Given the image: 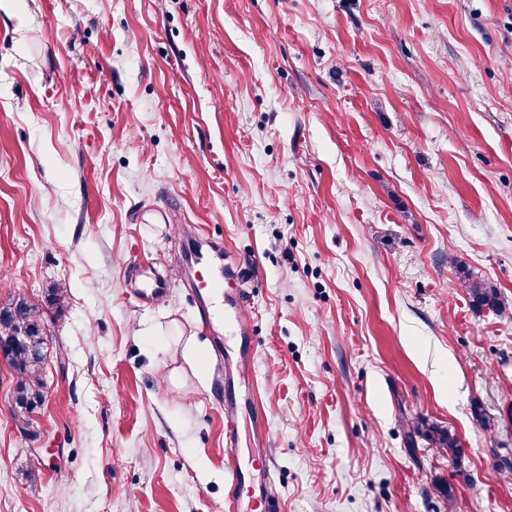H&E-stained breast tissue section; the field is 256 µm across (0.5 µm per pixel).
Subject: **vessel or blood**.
Segmentation results:
<instances>
[{"label": "vessel or blood", "instance_id": "vessel-or-blood-1", "mask_svg": "<svg viewBox=\"0 0 512 512\" xmlns=\"http://www.w3.org/2000/svg\"><path fill=\"white\" fill-rule=\"evenodd\" d=\"M242 276V268L230 266L215 272L207 286L195 291L199 323L203 329L214 333V358L224 368L228 367L230 356H237L245 363L254 350L252 317L242 295L223 291L225 281ZM250 427L254 453L259 458L255 464L242 461L238 454L237 403L235 399H225L224 439L228 450L225 470L230 482L225 498L228 512H281L279 495L271 478L272 459L266 448L264 416L255 414Z\"/></svg>", "mask_w": 512, "mask_h": 512}]
</instances>
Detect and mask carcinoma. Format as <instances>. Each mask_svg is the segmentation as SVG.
I'll return each mask as SVG.
<instances>
[{
	"label": "carcinoma",
	"mask_w": 512,
	"mask_h": 512,
	"mask_svg": "<svg viewBox=\"0 0 512 512\" xmlns=\"http://www.w3.org/2000/svg\"><path fill=\"white\" fill-rule=\"evenodd\" d=\"M461 287L464 288L474 309L487 308L502 313L509 308L498 288L485 279L473 276L464 267H458ZM68 304V288L57 283L47 290L46 305L62 312ZM47 321L45 311L18 297L0 307V351L16 376L14 390V415L23 418L38 409L46 398L44 368L46 362ZM411 443L422 440L429 447L445 452L456 460L461 448L454 434L448 429L420 419L409 432Z\"/></svg>",
	"instance_id": "cac0c4a2"
}]
</instances>
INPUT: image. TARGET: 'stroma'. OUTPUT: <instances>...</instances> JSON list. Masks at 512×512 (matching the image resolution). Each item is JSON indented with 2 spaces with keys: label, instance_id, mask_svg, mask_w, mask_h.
Masks as SVG:
<instances>
[{
  "label": "stroma",
  "instance_id": "35a3bbf8",
  "mask_svg": "<svg viewBox=\"0 0 512 512\" xmlns=\"http://www.w3.org/2000/svg\"><path fill=\"white\" fill-rule=\"evenodd\" d=\"M199 233L252 266L239 391L284 512H512V314L456 272L512 301V0L0 11V305L70 288L28 428L0 359V512H225ZM461 287L464 288L474 309L487 308L495 313H502L509 308L498 288L485 279L474 277L465 267H458ZM411 444H415L417 440H422L428 444L430 448H436L438 453L445 451L452 461L458 459L461 454V448L458 440L447 428L441 427L434 423H428L424 419H420L412 426L409 432Z\"/></svg>",
  "mask_w": 512,
  "mask_h": 512
}]
</instances>
